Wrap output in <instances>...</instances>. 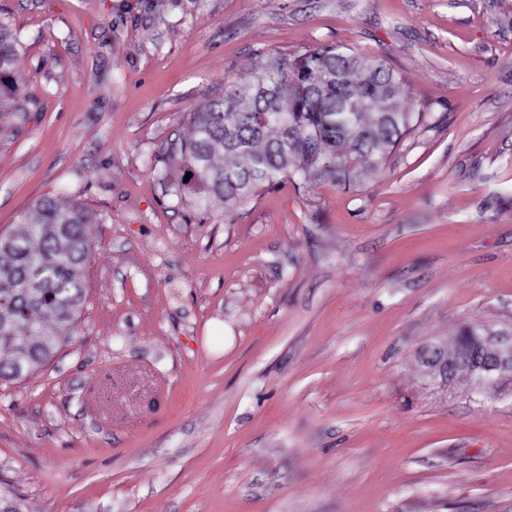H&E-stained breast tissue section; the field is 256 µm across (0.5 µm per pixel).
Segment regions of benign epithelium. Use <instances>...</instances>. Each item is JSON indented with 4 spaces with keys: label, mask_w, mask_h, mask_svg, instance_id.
Returning <instances> with one entry per match:
<instances>
[{
    "label": "benign epithelium",
    "mask_w": 512,
    "mask_h": 512,
    "mask_svg": "<svg viewBox=\"0 0 512 512\" xmlns=\"http://www.w3.org/2000/svg\"><path fill=\"white\" fill-rule=\"evenodd\" d=\"M420 360L423 376L434 388H447L453 381L455 365L468 360L480 378L493 382L495 388H503L506 386L505 378L512 373V331L486 329L476 349L462 348L452 358L442 354L438 345L431 344L422 349Z\"/></svg>",
    "instance_id": "obj_1"
}]
</instances>
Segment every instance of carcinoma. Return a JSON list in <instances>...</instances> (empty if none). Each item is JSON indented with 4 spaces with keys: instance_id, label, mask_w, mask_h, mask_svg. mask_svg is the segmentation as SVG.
Instances as JSON below:
<instances>
[{
    "instance_id": "1",
    "label": "carcinoma",
    "mask_w": 512,
    "mask_h": 512,
    "mask_svg": "<svg viewBox=\"0 0 512 512\" xmlns=\"http://www.w3.org/2000/svg\"><path fill=\"white\" fill-rule=\"evenodd\" d=\"M18 42L0 20V100L21 92ZM403 82L382 60L341 45L272 57L245 84L188 113L193 137L180 162L203 187L202 204L226 209L287 180L360 184L422 120L397 98ZM26 229L0 239V380L41 368L59 346L54 327L76 324L86 298L94 215L77 198H42Z\"/></svg>"
}]
</instances>
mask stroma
Listing matches in <instances>:
<instances>
[{
  "label": "stroma",
  "instance_id": "stroma-1",
  "mask_svg": "<svg viewBox=\"0 0 512 512\" xmlns=\"http://www.w3.org/2000/svg\"><path fill=\"white\" fill-rule=\"evenodd\" d=\"M0 231L95 215L74 333L0 382L18 512H512V391L420 349L512 328V0H0ZM341 45L421 125L356 188L203 207L188 113ZM18 42L11 27L0 20V100L14 98L21 92L17 73Z\"/></svg>",
  "mask_w": 512,
  "mask_h": 512
}]
</instances>
